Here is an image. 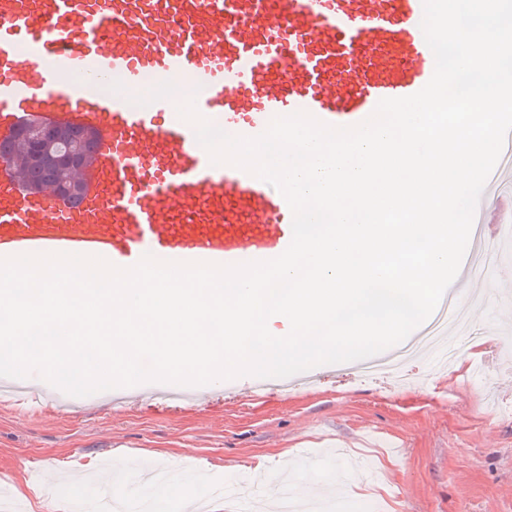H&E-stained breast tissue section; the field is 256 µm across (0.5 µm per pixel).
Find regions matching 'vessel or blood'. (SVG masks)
Wrapping results in <instances>:
<instances>
[{"instance_id": "1", "label": "vessel or blood", "mask_w": 512, "mask_h": 512, "mask_svg": "<svg viewBox=\"0 0 512 512\" xmlns=\"http://www.w3.org/2000/svg\"><path fill=\"white\" fill-rule=\"evenodd\" d=\"M422 18V0H0V140L28 123L94 134L77 203L29 192L0 164V257L280 256L293 221L281 193L212 164L169 99L139 109L129 90L189 79L203 117L249 137L297 111L352 126L431 79ZM60 71L122 86L90 95Z\"/></svg>"}]
</instances>
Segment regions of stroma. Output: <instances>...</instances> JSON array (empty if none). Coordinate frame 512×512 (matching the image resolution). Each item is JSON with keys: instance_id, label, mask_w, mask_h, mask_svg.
<instances>
[{"instance_id": "stroma-1", "label": "stroma", "mask_w": 512, "mask_h": 512, "mask_svg": "<svg viewBox=\"0 0 512 512\" xmlns=\"http://www.w3.org/2000/svg\"><path fill=\"white\" fill-rule=\"evenodd\" d=\"M512 280V257L482 275L457 277L450 291L484 294L471 327L493 343L450 337L459 362L442 369L421 357L413 386L358 379L350 364L313 368L316 380L289 396L202 390L187 402L150 383V397L113 409L110 392L54 412L55 387L35 379L18 393L0 388V512H97L110 459L122 458V493L154 512H176L166 487L140 484L139 471L167 464L186 494H204L200 475L225 488L267 483L290 471L298 494L322 512H512V306L494 299ZM294 461L282 468L280 455ZM263 473H255L257 461Z\"/></svg>"}]
</instances>
